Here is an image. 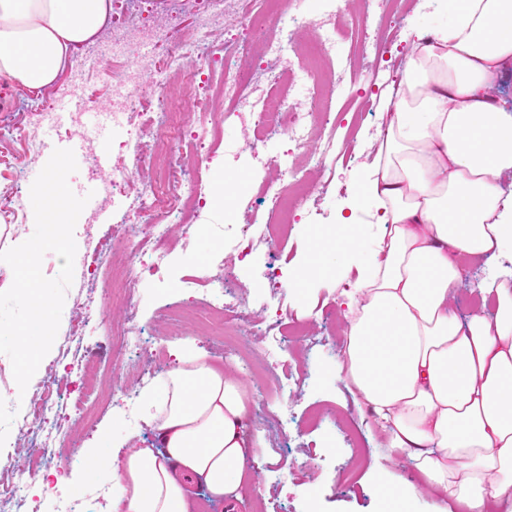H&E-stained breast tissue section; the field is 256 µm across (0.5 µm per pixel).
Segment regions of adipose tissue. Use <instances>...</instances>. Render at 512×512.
I'll list each match as a JSON object with an SVG mask.
<instances>
[{
	"label": "adipose tissue",
	"instance_id": "obj_1",
	"mask_svg": "<svg viewBox=\"0 0 512 512\" xmlns=\"http://www.w3.org/2000/svg\"><path fill=\"white\" fill-rule=\"evenodd\" d=\"M110 0H0V78L52 87L77 44L100 36ZM512 0H451L434 38L417 34L391 87L363 191L330 246L300 267L356 269L337 369L389 455L415 473L387 483L392 512H512V283L487 271L493 308L452 303L467 264L512 259ZM243 380L184 345L143 395L156 447L126 449L108 512H196L193 485L227 512L254 481L259 433Z\"/></svg>",
	"mask_w": 512,
	"mask_h": 512
}]
</instances>
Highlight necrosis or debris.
<instances>
[{
    "mask_svg": "<svg viewBox=\"0 0 512 512\" xmlns=\"http://www.w3.org/2000/svg\"><path fill=\"white\" fill-rule=\"evenodd\" d=\"M298 0H208L197 10L194 33L185 40H168L158 26L144 24L132 12L128 0H115L109 28L97 39L83 43L69 61L72 71L95 72L93 83L79 84L78 112L72 123L82 121V111L94 106L99 96L112 101L113 117L124 120L132 143L131 156L118 155L111 169L99 163L100 148L86 147L88 177L103 181L106 191L121 200L116 221L123 241L129 242L140 257L122 272V291L126 302H133L136 290L147 273L161 269L168 259L165 245L171 234L164 224L161 208L176 210L205 207L207 194L200 179L188 178V166L179 155L169 156L163 166L166 195H159L155 181L146 178L156 156L154 140L168 136L165 116L170 110L168 88L173 75H181L186 86L198 88L197 110L187 114L185 123L198 127V143H205L214 128L226 116L249 122L256 142L272 135L288 134L297 146L313 145L307 161L322 167L325 158L336 149L335 124L330 120L332 101L342 81L338 62H346L352 80H360L365 66H379L383 52L368 55L367 21L374 10L390 14L391 0H359V8L350 21H342L340 7H332L318 19L309 20L298 12ZM264 21L261 41L251 34L226 38L228 21L246 25L251 16ZM151 67V84L141 82L144 67ZM304 76L309 97L300 101L287 97L285 88L297 76ZM52 90L45 89L33 99L36 121L0 126V141L25 143L28 157L41 150L37 124L45 120L53 104ZM286 171L298 195L306 185L297 162H289ZM297 195V197H298ZM297 197L274 193L264 223L253 225L250 236L225 237L224 269L200 277L203 299L216 319L221 320L225 337L224 356L240 360L245 370L253 363L242 355L232 338L251 321V302L226 285V269L235 256L260 254L288 242L290 222L299 205ZM103 308L84 306L80 328L71 330L67 350L77 362L84 380L85 396L71 401L75 415H82L85 397L96 395L98 364L87 337L103 315Z\"/></svg>",
    "mask_w": 512,
    "mask_h": 512,
    "instance_id": "4bbe7bcc",
    "label": "necrosis or debris"
}]
</instances>
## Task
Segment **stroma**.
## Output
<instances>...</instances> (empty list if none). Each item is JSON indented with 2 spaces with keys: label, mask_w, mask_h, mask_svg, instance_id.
<instances>
[{
  "label": "stroma",
  "mask_w": 512,
  "mask_h": 512,
  "mask_svg": "<svg viewBox=\"0 0 512 512\" xmlns=\"http://www.w3.org/2000/svg\"><path fill=\"white\" fill-rule=\"evenodd\" d=\"M447 10L448 0H418L412 9L398 12L397 38L388 48L387 63L371 71L361 83L343 82L332 103L336 112V140L341 145L350 144L351 158H327L324 174L317 177L321 188L299 209V220L293 225L284 249H274L258 257L251 255L235 265L238 288L261 308L252 317V327L242 330L238 338L240 345L246 349L257 348L266 324L283 312L304 333L285 336L276 346V354L289 364L295 355L306 356L302 378H282V392L274 399H267L258 382L249 384L252 418L264 434L279 439L283 452L274 454L267 442L258 447L260 477L251 485L250 495L242 497L237 512H258L262 505L270 512H306L310 506L315 512H383L385 501L379 482L389 481L395 472L408 478L413 475L406 462L395 463L386 458L377 434L368 432L363 423L367 408L355 403L336 371L344 322L341 293L350 289L355 273L344 268L323 271L308 282L301 295L291 290L289 281L295 269L308 260L314 246L323 244L325 236L333 233L340 212L356 201L363 164L376 148L388 91L402 75L409 43L417 31L432 29L434 20L444 16ZM82 136V130L76 128L62 136L46 132L40 158L23 166L16 165L13 156L0 155V250L17 246L32 235L35 223L30 187L33 181L54 149ZM252 137L247 126L236 119H226L222 146L216 147L201 165L205 182L226 189L225 194L209 198L211 225L231 224L238 228L244 223V210L263 214L266 210L261 191L264 164H277L281 156L296 151L287 134H280L261 146L264 163L259 166L246 149ZM236 174L243 175V182L230 184V177ZM68 184L77 196L88 199L74 229L77 245L74 280L66 292L59 336L48 361L39 365L31 379L29 392L37 394L52 378L73 398L81 382L68 361L61 359L60 352L79 315V304L104 295L106 270L101 267L100 258L111 244L116 226L112 209L100 206L103 189L88 182L85 167H78L69 176ZM223 265V241L210 228L199 229L188 244L179 243L171 251L167 265L158 274L141 281L133 308L108 307L104 319L88 338L102 354L99 375L110 383L98 406L90 409V422L59 416L57 422L62 434L57 445L68 449L69 454L63 460L47 463L41 448L22 446L28 428L35 426L36 420L30 405L20 406L8 435V443L16 454L0 462V490L21 482L26 474L35 477L57 472L63 474V482L42 490L30 488L25 512H58L64 501L80 502L84 512H107L108 501L100 490L112 483L111 463L103 464L97 478L88 479L83 474L84 454L97 433L109 432L117 447L128 441L140 447L154 442L152 426L145 414H138L132 421L125 417L122 384L137 369L139 357L131 352L125 364L113 362L109 354L112 329L130 318L140 329L144 346H164L166 358L157 372L169 369L176 360V351L186 343L204 352L210 362L223 364L222 337L203 332L191 321L184 322L178 335L172 336L163 319L166 313L195 304L202 293L196 278L203 271H215ZM269 266L276 273L271 280L263 277ZM342 420L351 425L363 450L361 466L350 475L345 472L350 444L338 427ZM75 481L81 483V493L73 492L71 484Z\"/></svg>",
  "instance_id": "35a3bbf8"
}]
</instances>
